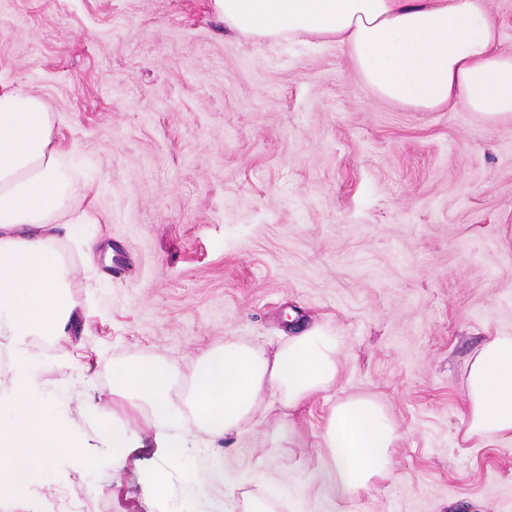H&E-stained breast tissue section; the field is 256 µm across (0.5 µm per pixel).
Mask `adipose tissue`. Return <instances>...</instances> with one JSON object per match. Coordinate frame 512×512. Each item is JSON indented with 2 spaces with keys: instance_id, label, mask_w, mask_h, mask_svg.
<instances>
[{
  "instance_id": "adipose-tissue-1",
  "label": "adipose tissue",
  "mask_w": 512,
  "mask_h": 512,
  "mask_svg": "<svg viewBox=\"0 0 512 512\" xmlns=\"http://www.w3.org/2000/svg\"><path fill=\"white\" fill-rule=\"evenodd\" d=\"M227 30L274 40L336 45L358 80L388 102L420 112L458 108L512 119V51L500 47L486 0H213ZM66 149L45 103L0 81V328L22 352L27 337L61 336L75 301L71 271L53 228L86 224V190L64 170ZM340 341L310 329L275 352L225 341L206 351L188 389L198 423L217 439H242L258 408L297 409L339 376ZM112 384L147 408L157 432L178 424L171 368L149 361L113 365ZM471 434L512 438V335L478 344L465 362ZM52 402L17 361L0 422V496L45 475L66 450L68 431L49 421ZM321 437L343 492L392 477L399 434L378 405L351 396L329 409Z\"/></svg>"
}]
</instances>
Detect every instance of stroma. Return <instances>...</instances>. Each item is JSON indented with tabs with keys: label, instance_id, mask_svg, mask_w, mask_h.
I'll use <instances>...</instances> for the list:
<instances>
[{
	"label": "stroma",
	"instance_id": "1",
	"mask_svg": "<svg viewBox=\"0 0 512 512\" xmlns=\"http://www.w3.org/2000/svg\"><path fill=\"white\" fill-rule=\"evenodd\" d=\"M0 77L60 121L99 218L58 236L65 335L26 344L74 441L31 493L87 477L83 512H243L273 489L275 512H512V440L466 437L463 393L474 346L512 333L511 121L386 102L336 46L234 34L211 0H0ZM303 326L340 338V373L293 414L292 446L273 416L213 441L185 402L202 354ZM131 361L179 377L178 459L113 392ZM351 395L400 439L394 478L347 496L320 434Z\"/></svg>",
	"mask_w": 512,
	"mask_h": 512
}]
</instances>
